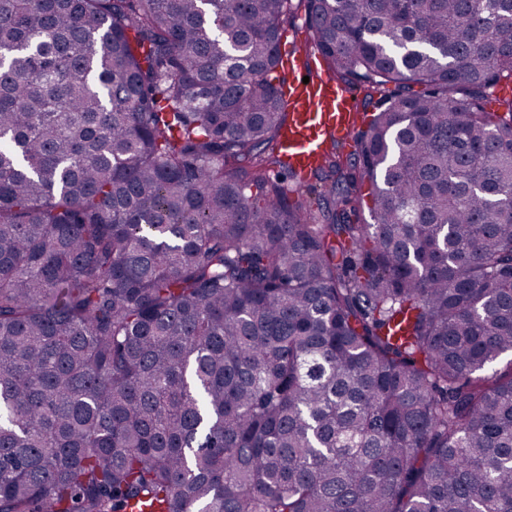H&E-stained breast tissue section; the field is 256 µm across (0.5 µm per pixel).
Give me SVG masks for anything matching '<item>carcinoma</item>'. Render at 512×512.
I'll list each match as a JSON object with an SVG mask.
<instances>
[{"mask_svg":"<svg viewBox=\"0 0 512 512\" xmlns=\"http://www.w3.org/2000/svg\"><path fill=\"white\" fill-rule=\"evenodd\" d=\"M305 2L315 206L292 0H0V512H512V0ZM286 31L282 39L281 52L286 49L292 51L301 48L302 52L307 54L310 58L319 55L318 51L311 43V31L308 24V17L306 15L303 5L298 3V0L293 2V12L288 17V22L284 24ZM286 44V46H284ZM290 69L293 77L289 82L286 63L279 65L275 72L278 79L288 82L283 89H287L285 94L290 106V117L280 139V150L299 180L304 181L321 163L323 154L333 140L339 142L349 138L347 145L336 146V151L344 159L354 152L350 133L358 121V114L351 93L328 73L313 67L310 61L306 64L305 55L296 54L290 62ZM304 76H309L308 84L302 82ZM354 94L357 95L360 112L359 126L364 112L361 105L363 94L359 91Z\"/></svg>","mask_w":512,"mask_h":512,"instance_id":"cac0c4a2","label":"carcinoma"}]
</instances>
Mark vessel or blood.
Returning <instances> with one entry per match:
<instances>
[{
  "label": "vessel or blood",
  "instance_id": "vessel-or-blood-1",
  "mask_svg": "<svg viewBox=\"0 0 512 512\" xmlns=\"http://www.w3.org/2000/svg\"><path fill=\"white\" fill-rule=\"evenodd\" d=\"M292 78L286 96L290 117L280 148L299 180H306L335 141L347 140L358 121L352 96L322 70L307 64L305 55L290 62Z\"/></svg>",
  "mask_w": 512,
  "mask_h": 512
}]
</instances>
